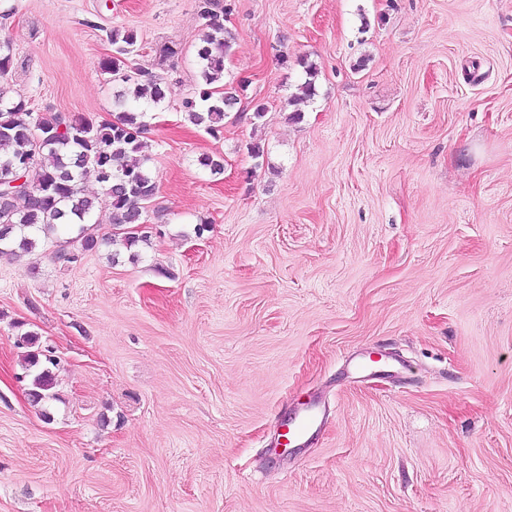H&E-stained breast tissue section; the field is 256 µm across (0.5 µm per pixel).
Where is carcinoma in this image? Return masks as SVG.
<instances>
[{
  "mask_svg": "<svg viewBox=\"0 0 512 512\" xmlns=\"http://www.w3.org/2000/svg\"><path fill=\"white\" fill-rule=\"evenodd\" d=\"M227 8L214 0L204 10V32L196 52L201 85L198 95L181 105L188 121L214 135L228 112L238 103V87L224 83V59L233 47V36L224 28ZM112 52L123 57L134 52L137 34L133 30H112L107 34ZM115 80L125 84V90L115 100L116 116L111 121L87 123L88 136L74 138L59 134L54 141L38 144L37 137L45 131H54L62 123L58 116L39 117L25 100H12L0 87V178L12 175L25 163L33 166L29 178L32 193L20 192L9 202L0 203V226L11 225L6 235L0 236V257L22 252L33 255L39 240L49 237L59 227L78 229L77 241L85 250L118 243L130 250L150 241L147 232L132 234L118 240L110 235L98 238L88 233L93 212L100 202L112 208L113 223L141 224L143 213L157 192L149 160L145 121L147 111L158 109L166 100L164 78L152 73L117 64L110 60ZM306 80L301 85L302 98L315 96L317 69L311 63H302ZM96 173L103 191L102 200L85 196L82 180L88 170ZM38 338L30 333L26 344L32 347L24 356L25 369L31 375L29 400L35 405L56 399L54 378L47 364H56L43 357L36 348Z\"/></svg>",
  "mask_w": 512,
  "mask_h": 512,
  "instance_id": "1",
  "label": "carcinoma"
}]
</instances>
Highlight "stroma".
Here are the masks:
<instances>
[{
  "instance_id": "stroma-1",
  "label": "stroma",
  "mask_w": 512,
  "mask_h": 512,
  "mask_svg": "<svg viewBox=\"0 0 512 512\" xmlns=\"http://www.w3.org/2000/svg\"><path fill=\"white\" fill-rule=\"evenodd\" d=\"M227 2L245 89L213 136L180 113L206 0H0L35 112L112 119L115 29L168 87L149 243L0 258V512H512V0ZM107 41L112 47V53L123 56L128 62V55L135 51L138 38L132 30H112L107 34ZM45 356L41 350H29L24 356L25 369L31 375V383L28 391L29 400L34 405L47 403L56 399V394L53 392L55 387L54 378L51 371L45 365L48 362L52 365H57L55 359L45 356V362L41 359ZM280 426L286 429L288 445L299 446V443L317 432L320 426V411L316 405L308 403L301 414L282 419Z\"/></svg>"
}]
</instances>
